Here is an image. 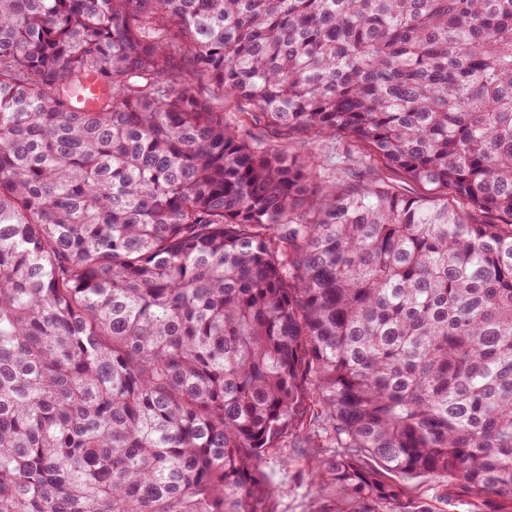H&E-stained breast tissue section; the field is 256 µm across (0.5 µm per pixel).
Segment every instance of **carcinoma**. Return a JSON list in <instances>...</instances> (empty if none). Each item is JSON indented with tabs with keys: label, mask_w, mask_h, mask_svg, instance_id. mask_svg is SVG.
I'll list each match as a JSON object with an SVG mask.
<instances>
[{
	"label": "carcinoma",
	"mask_w": 512,
	"mask_h": 512,
	"mask_svg": "<svg viewBox=\"0 0 512 512\" xmlns=\"http://www.w3.org/2000/svg\"><path fill=\"white\" fill-rule=\"evenodd\" d=\"M315 405L342 512H512V0H0V512H272ZM177 65L185 84L192 86L196 92L204 98L212 99L216 104L222 105L224 103V115L230 119L232 123L243 124V128L251 133L252 136L264 142L268 146H288L295 152H303V145L307 143L311 137L307 133H292L290 136L285 135L284 132H279L264 126H254L245 118L244 112L254 111L253 106H249L244 102H239L233 99H225L221 91L210 81L201 77L194 65L190 62L189 58L184 56L183 53H177ZM313 152L318 164L340 183L351 173L359 172L368 180L390 182L407 196H416L424 192L419 185L405 180L401 174L388 168L378 159L366 157L361 147L344 136L322 138L315 145ZM396 478L406 485L413 497L427 501L435 512H464L461 508L457 507L458 505L448 504V502L443 500L442 492L444 489L443 484H445L443 479L401 478L399 476Z\"/></svg>",
	"instance_id": "carcinoma-1"
}]
</instances>
